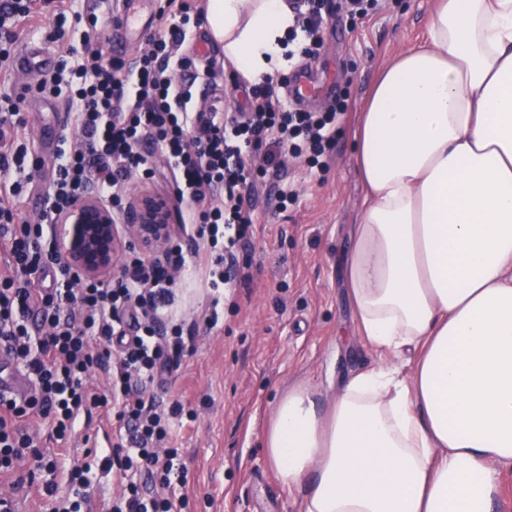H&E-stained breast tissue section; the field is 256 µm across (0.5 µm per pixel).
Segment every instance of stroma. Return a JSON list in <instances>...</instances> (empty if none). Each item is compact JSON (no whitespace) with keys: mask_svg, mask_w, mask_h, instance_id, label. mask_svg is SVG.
<instances>
[{"mask_svg":"<svg viewBox=\"0 0 512 512\" xmlns=\"http://www.w3.org/2000/svg\"><path fill=\"white\" fill-rule=\"evenodd\" d=\"M366 16L351 18L342 0H322L323 47L316 59L297 58L276 72L273 85L287 110L320 112L334 97L348 108L337 126L336 146L325 171L312 174L298 161L281 165L279 177L258 178L255 205L259 222L239 260L251 275L234 303L223 306L216 327L199 330L191 352L157 394L195 411L176 425L172 447L182 449L188 468L183 489L186 512H302L303 494L278 479L261 446L276 402L292 384L313 386L328 402L345 378L378 367L386 356L359 336L344 285L341 259L350 246L363 187L352 161L355 116L379 70L395 55L425 44L434 0H371ZM86 0H67L68 18L57 26L46 14L25 45H51L57 55L80 47L85 24L74 13ZM98 29L114 57L134 59L151 38L129 33L99 19ZM304 81L318 92L305 99L287 93ZM221 103L239 112L245 97L225 68L215 85H202L195 110ZM66 97L31 98L30 121L20 140L40 148L47 126L75 140ZM294 183L298 197L282 210L275 181Z\"/></svg>","mask_w":512,"mask_h":512,"instance_id":"35a3bbf8","label":"stroma"}]
</instances>
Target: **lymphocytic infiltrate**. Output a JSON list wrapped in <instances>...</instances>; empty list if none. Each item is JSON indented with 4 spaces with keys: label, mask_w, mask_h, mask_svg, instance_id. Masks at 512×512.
I'll return each mask as SVG.
<instances>
[{
    "label": "lymphocytic infiltrate",
    "mask_w": 512,
    "mask_h": 512,
    "mask_svg": "<svg viewBox=\"0 0 512 512\" xmlns=\"http://www.w3.org/2000/svg\"><path fill=\"white\" fill-rule=\"evenodd\" d=\"M52 0H0V84L10 83L11 58L23 33L20 20L38 26ZM188 0H177L176 21L133 61L108 56L96 29L70 50L57 71L41 77L37 94H60L68 84L78 140L59 149L52 164L29 154L18 133L27 127L28 97L0 101V345L30 382L22 397L0 396V512H15L16 493L51 502V512H94L88 492L92 469L116 472L125 483L112 512H185L181 451L169 447L181 402L163 404L154 389L187 349L184 325L173 319L174 288L189 268L205 273L213 290L245 288L235 247L256 220L251 173H266L289 155L323 171L336 143V124L347 104L336 99L323 112L285 110L270 84L245 92L248 109L194 111L198 75L180 48L189 33ZM163 157L183 204L181 236L164 259L129 252L109 282L71 274L56 258L58 213L94 189L120 207L132 173L145 180ZM45 184L38 221L20 220L17 204L34 180ZM109 385L94 388V374ZM114 408L120 432L93 462L75 458L67 443L81 418ZM46 425L47 446L30 432L31 418Z\"/></svg>",
    "instance_id": "1"
}]
</instances>
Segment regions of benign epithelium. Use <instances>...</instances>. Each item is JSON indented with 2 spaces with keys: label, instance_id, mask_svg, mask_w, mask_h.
Masks as SVG:
<instances>
[{
  "label": "benign epithelium",
  "instance_id": "7a95c632",
  "mask_svg": "<svg viewBox=\"0 0 512 512\" xmlns=\"http://www.w3.org/2000/svg\"><path fill=\"white\" fill-rule=\"evenodd\" d=\"M172 232L166 197L138 189L129 198L120 223L109 203L89 190L57 216V255L80 278L105 281L131 242L156 254Z\"/></svg>",
  "mask_w": 512,
  "mask_h": 512
}]
</instances>
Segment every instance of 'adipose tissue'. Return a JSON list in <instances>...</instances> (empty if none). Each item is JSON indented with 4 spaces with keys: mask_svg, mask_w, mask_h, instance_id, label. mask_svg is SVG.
<instances>
[{
    "mask_svg": "<svg viewBox=\"0 0 512 512\" xmlns=\"http://www.w3.org/2000/svg\"><path fill=\"white\" fill-rule=\"evenodd\" d=\"M253 83L287 65L286 0H208ZM366 193L342 270L360 336L393 363L328 404L307 384L263 435L303 512H493L512 466V0H436L428 41L359 113Z\"/></svg>",
    "mask_w": 512,
    "mask_h": 512,
    "instance_id": "1",
    "label": "adipose tissue"
}]
</instances>
